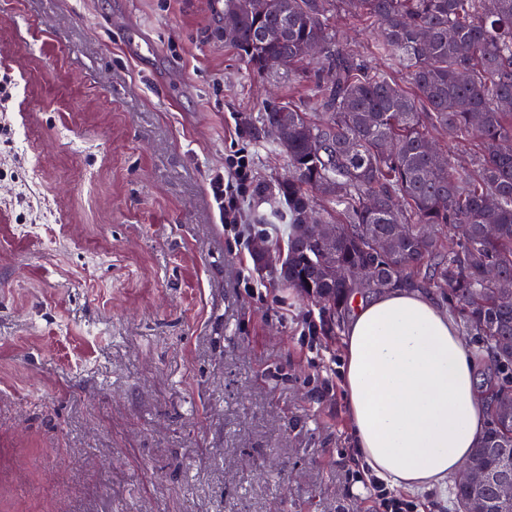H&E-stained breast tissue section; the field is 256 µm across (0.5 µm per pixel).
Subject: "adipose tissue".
Listing matches in <instances>:
<instances>
[{
    "instance_id": "ef3b65f1",
    "label": "adipose tissue",
    "mask_w": 512,
    "mask_h": 512,
    "mask_svg": "<svg viewBox=\"0 0 512 512\" xmlns=\"http://www.w3.org/2000/svg\"><path fill=\"white\" fill-rule=\"evenodd\" d=\"M480 364L432 292L385 290L356 300L341 378L369 476L413 494L447 487L486 430Z\"/></svg>"
}]
</instances>
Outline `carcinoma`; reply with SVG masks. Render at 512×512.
<instances>
[{
    "instance_id": "cac0c4a2",
    "label": "carcinoma",
    "mask_w": 512,
    "mask_h": 512,
    "mask_svg": "<svg viewBox=\"0 0 512 512\" xmlns=\"http://www.w3.org/2000/svg\"><path fill=\"white\" fill-rule=\"evenodd\" d=\"M346 7L377 24L374 71L330 25ZM453 35H448V32ZM224 37L264 75L269 57L293 70L314 42L324 46L309 76L316 119L284 105L255 118L267 145L285 153L288 172L256 187L288 218V275L278 283L319 307L328 333L343 331L350 301L384 288H424L448 296L463 330L494 354L496 398L472 458L512 475V296L487 270L512 278V0H269L261 11H224ZM410 80L405 90L396 75ZM480 152L471 167L435 166L432 134ZM336 225L327 243L316 225ZM409 232L402 235L397 225ZM350 278L333 279L330 265Z\"/></svg>"
}]
</instances>
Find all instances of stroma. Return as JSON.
<instances>
[{"instance_id":"35a3bbf8","label":"stroma","mask_w":512,"mask_h":512,"mask_svg":"<svg viewBox=\"0 0 512 512\" xmlns=\"http://www.w3.org/2000/svg\"><path fill=\"white\" fill-rule=\"evenodd\" d=\"M221 8L0 0V512H371L341 336L213 208L237 150L252 181L288 169L251 116L313 109ZM332 25L384 68L378 27ZM237 221L285 235L250 190Z\"/></svg>"}]
</instances>
